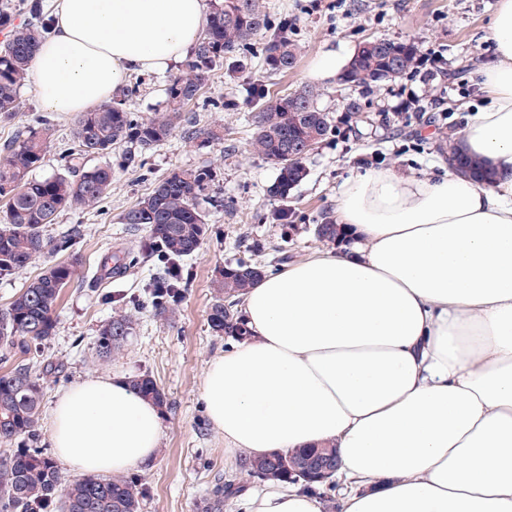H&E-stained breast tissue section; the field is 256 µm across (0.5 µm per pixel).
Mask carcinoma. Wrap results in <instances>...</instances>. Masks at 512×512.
Listing matches in <instances>:
<instances>
[{"instance_id": "1", "label": "carcinoma", "mask_w": 512, "mask_h": 512, "mask_svg": "<svg viewBox=\"0 0 512 512\" xmlns=\"http://www.w3.org/2000/svg\"><path fill=\"white\" fill-rule=\"evenodd\" d=\"M28 13V20L14 24L15 8ZM0 28L8 30L0 44V117L10 119L19 111V89L25 84L29 58L49 33L43 0H22L15 6H0ZM262 0H214L209 23L167 88V106L151 118L137 120L120 99L107 109L85 112L72 132L73 146L67 148L68 173L41 180L30 173L44 161L51 137L46 126H29L0 149V199L5 201L0 223V276L25 269L36 259L67 248L68 241L53 240L48 233L56 217L68 210L95 208L112 185V152L129 148L122 160L133 165L146 151L160 145L175 129L203 144L224 140L221 128L195 130L184 125L185 107L196 100L204 82L227 56L263 36V63L272 71L286 73L294 68L301 46L290 36L291 23L283 18L268 35ZM418 47L413 43L371 40L361 43L340 80L354 86H380L413 70ZM317 91L305 86L272 97L269 88L254 82L247 101L255 116L252 141L255 153L276 166L277 176L270 192L284 205L272 213V222L285 228L291 224L288 209L291 191L307 176L304 159L288 157V142L319 144L330 132L328 113L315 106ZM448 147L454 168L474 176L487 174L486 166L463 150L453 136ZM87 157L106 159L102 165L86 167ZM218 173L210 167L174 168L154 186L150 195L127 209L122 223L146 229V239L134 246L142 255L159 252L172 260L187 259L199 252L211 229L199 201L213 198ZM314 237L324 243L343 244L346 235L336 219L326 213L313 227ZM266 265L240 259L219 271L218 295L208 316L210 329L236 341L249 335L246 323L234 309L237 299L260 276ZM74 278V266L54 264L21 288L0 311V348L25 356L39 355L43 342L55 335L56 309L64 288ZM133 330L126 313L112 316L99 329L96 348L108 359L120 350ZM49 373L40 363L21 364L0 373V439L23 441L21 447L0 456V512H142L146 487L142 479L123 480L88 475L67 480L54 460L37 446L38 416L44 379ZM130 388L158 406L166 396L155 379L139 374ZM336 461V449L325 446L271 452L240 459L235 473L218 481L201 502L200 512H224V501L239 494L247 481L303 482L317 491L334 488V474L317 476L321 463Z\"/></svg>"}]
</instances>
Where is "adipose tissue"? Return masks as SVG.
<instances>
[{
    "label": "adipose tissue",
    "mask_w": 512,
    "mask_h": 512,
    "mask_svg": "<svg viewBox=\"0 0 512 512\" xmlns=\"http://www.w3.org/2000/svg\"><path fill=\"white\" fill-rule=\"evenodd\" d=\"M29 77L40 105L110 106L133 71L163 73L204 32L207 0H53ZM496 63L462 145L483 181L372 169L343 182L354 235L262 276L248 338L213 357L201 395L225 453L335 446L355 483L339 512H512V0L490 25ZM55 456L81 473L151 464L161 413L120 377L59 393ZM248 512H321L292 485Z\"/></svg>",
    "instance_id": "obj_1"
}]
</instances>
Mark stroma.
I'll return each instance as SVG.
<instances>
[{
	"instance_id": "stroma-1",
	"label": "stroma",
	"mask_w": 512,
	"mask_h": 512,
	"mask_svg": "<svg viewBox=\"0 0 512 512\" xmlns=\"http://www.w3.org/2000/svg\"><path fill=\"white\" fill-rule=\"evenodd\" d=\"M269 22L288 16L302 51L295 68L285 74L268 73L259 44L239 50L234 76L215 71L205 82L198 101L186 111L198 128L220 124L222 143L199 147L174 132L147 152L144 168H115L112 187L98 207L65 211L49 232L53 237L81 233L66 250L37 259L26 269L0 276V310L21 287L47 266L74 262L75 277L61 294L55 336L45 344L41 359L52 367L46 379L39 415L40 445H51V409L56 396L88 377L151 375L164 391L159 452L152 466L135 470L149 488L142 512H199L200 504L218 477L235 465L224 454V437L211 424L201 398V382L208 361L223 353L231 338L208 326L214 300L213 281L225 265L245 257L254 240L276 243L289 261L308 258L323 248L311 227L333 210L336 192L345 180L370 169L395 168L403 172L433 173L447 151V132L462 133L473 112L485 104L482 71L495 62L490 21L498 0H263ZM368 38L412 42L420 55L432 56L441 68L431 85L412 72L378 88L350 87L337 78L312 75L317 59L334 55L346 65L358 45ZM170 73L140 76V91L126 105L137 119L163 109ZM260 81L271 91L288 93L312 85L318 88L317 107L334 125L304 164L306 178L288 202L270 192L277 170L254 153L251 142L255 114L246 102L249 82ZM358 101V118L347 119L349 101ZM20 110L10 120L0 119V144L25 127L42 122L54 130V139L41 167L32 173L43 179L61 172L63 151L71 142L73 117L41 109L32 85L19 93ZM216 169L215 192L223 206L202 203L213 227L199 254L185 260L189 283L177 310L157 315L151 305L150 285L164 265L143 260L127 269L123 278L95 279L106 256H120L146 230L131 231L122 224L125 210L146 197L155 184L176 167ZM288 205L295 212V230L281 237L270 214ZM132 316L133 333L111 359L96 353L99 327L115 313Z\"/></svg>"
}]
</instances>
